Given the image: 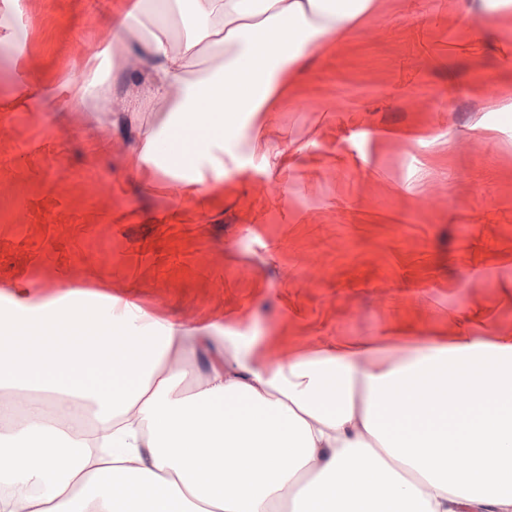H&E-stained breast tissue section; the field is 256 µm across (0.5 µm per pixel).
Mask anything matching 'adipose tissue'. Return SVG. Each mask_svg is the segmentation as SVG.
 <instances>
[{
  "label": "adipose tissue",
  "mask_w": 512,
  "mask_h": 512,
  "mask_svg": "<svg viewBox=\"0 0 512 512\" xmlns=\"http://www.w3.org/2000/svg\"><path fill=\"white\" fill-rule=\"evenodd\" d=\"M374 0H135L67 83L95 141L112 49L127 111L167 105L139 165L178 189L224 180L327 38ZM190 14L180 33L172 15ZM224 60L197 68L207 49ZM209 125L190 151L180 131ZM258 338L222 336L70 289L0 303V512H512V336L471 319L441 336L391 330L260 364ZM90 416L91 445L47 414Z\"/></svg>",
  "instance_id": "adipose-tissue-1"
}]
</instances>
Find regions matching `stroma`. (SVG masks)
Returning <instances> with one entry per match:
<instances>
[{"mask_svg":"<svg viewBox=\"0 0 512 512\" xmlns=\"http://www.w3.org/2000/svg\"><path fill=\"white\" fill-rule=\"evenodd\" d=\"M95 0H20L42 88L0 112V299L39 283L116 293L150 315L263 336L264 359L478 315L512 334V9L375 0L328 40L194 197L144 176L137 133L92 146L56 99L58 57ZM479 133L481 146L470 142Z\"/></svg>","mask_w":512,"mask_h":512,"instance_id":"stroma-1","label":"stroma"}]
</instances>
